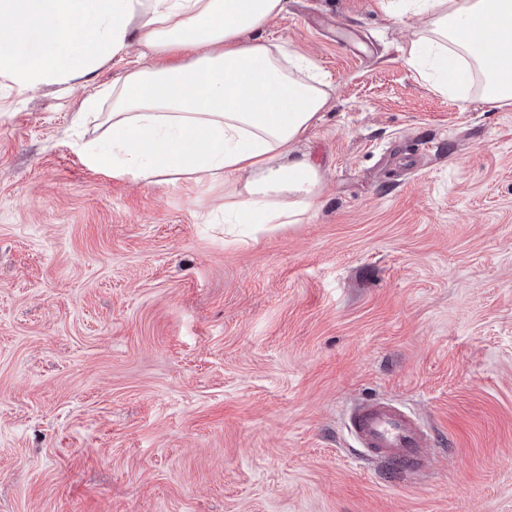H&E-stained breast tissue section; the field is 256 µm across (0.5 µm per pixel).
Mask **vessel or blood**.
Listing matches in <instances>:
<instances>
[{"mask_svg": "<svg viewBox=\"0 0 512 512\" xmlns=\"http://www.w3.org/2000/svg\"><path fill=\"white\" fill-rule=\"evenodd\" d=\"M345 427L370 460L415 473L431 464V436L426 426L399 403L377 399L353 405L346 412Z\"/></svg>", "mask_w": 512, "mask_h": 512, "instance_id": "1", "label": "vessel or blood"}]
</instances>
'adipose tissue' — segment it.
<instances>
[{"instance_id":"obj_1","label":"adipose tissue","mask_w":512,"mask_h":512,"mask_svg":"<svg viewBox=\"0 0 512 512\" xmlns=\"http://www.w3.org/2000/svg\"><path fill=\"white\" fill-rule=\"evenodd\" d=\"M285 0H0V77L19 89L67 84L131 41L156 63L97 88L112 102L92 167L146 183L223 180L224 221L299 224L321 204L318 168L294 146L328 93L314 64L258 31ZM424 28L404 60L442 94L512 107V0H403Z\"/></svg>"}]
</instances>
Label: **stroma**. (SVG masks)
Segmentation results:
<instances>
[{
	"label": "stroma",
	"mask_w": 512,
	"mask_h": 512,
	"mask_svg": "<svg viewBox=\"0 0 512 512\" xmlns=\"http://www.w3.org/2000/svg\"><path fill=\"white\" fill-rule=\"evenodd\" d=\"M388 0H286L264 37L329 101L301 224L225 234L223 181L86 163L84 113L152 53L0 81V512H512V108L436 93ZM388 397L430 469L366 460ZM345 427L372 461L401 473L430 467L431 436L420 418L399 403L377 399L355 404L346 411Z\"/></svg>",
	"instance_id": "35a3bbf8"
}]
</instances>
